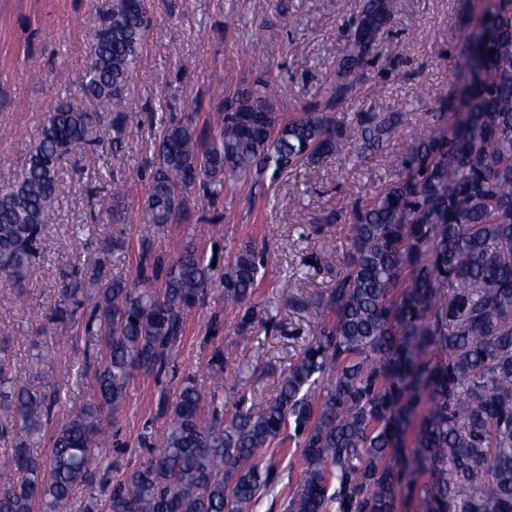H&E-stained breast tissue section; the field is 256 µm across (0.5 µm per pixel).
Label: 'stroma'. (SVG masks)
I'll use <instances>...</instances> for the list:
<instances>
[{"mask_svg":"<svg viewBox=\"0 0 512 512\" xmlns=\"http://www.w3.org/2000/svg\"><path fill=\"white\" fill-rule=\"evenodd\" d=\"M109 0H0V184L11 182L25 162L47 112L59 99L87 107L77 79L87 43ZM479 0H404L385 34L382 52L365 68L356 94L335 111L347 125L355 113L387 112L410 103L411 125L397 128L386 156L356 167L332 159L281 171L276 180L244 184L211 201L199 186L184 189L178 219L152 223L145 207L149 187L150 131L161 118L194 117L204 124L222 100L211 90L220 76L228 91L266 76L280 88L284 115L317 99L345 52L361 0H149L146 50L128 79L127 125L119 148L89 152L72 148L63 161L54 209L58 221L42 240L23 286L0 278V342L31 392L57 394L54 424L89 399V380L67 371L92 345L81 320L91 309L87 295H64L61 280L106 260L115 278L134 276L144 244L169 254L194 242L204 253L232 256L242 242L265 247V267L253 295L258 324L249 337L237 333L240 316L214 287L186 313L185 333L172 371L135 373L126 403L101 420L116 431L108 448L112 478L142 461L143 434L160 429L159 395L175 399L184 380L205 397L243 399L255 407L272 399L288 366L314 341L320 295L336 283L348 238L352 206L392 177L409 156L419 129L438 100L460 103L465 33ZM72 80L62 85L58 71ZM132 184L118 210L99 207L117 181ZM213 235H197L200 225ZM289 293H282L283 283ZM223 350L233 378L212 369Z\"/></svg>","mask_w":512,"mask_h":512,"instance_id":"1","label":"stroma"}]
</instances>
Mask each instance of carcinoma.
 I'll return each mask as SVG.
<instances>
[{
  "instance_id": "obj_1",
  "label": "carcinoma",
  "mask_w": 512,
  "mask_h": 512,
  "mask_svg": "<svg viewBox=\"0 0 512 512\" xmlns=\"http://www.w3.org/2000/svg\"><path fill=\"white\" fill-rule=\"evenodd\" d=\"M402 0H363L349 46L321 101L288 121L272 82L232 92L214 123L169 120L153 135L145 201L155 224H170L183 189L211 199L230 181L276 178L288 167L351 156L365 166L387 151L408 111L360 112L345 130L331 112L352 96L382 47ZM146 11L114 5L89 45L78 79L99 111L60 104L45 117L24 166L0 187V273L22 283L48 227L62 158L94 147L102 113L113 112L112 144L126 130L123 94L142 57ZM462 112L439 100L402 170L355 202L351 251L318 303L314 342L283 375L273 402L219 413L187 381L162 400L164 427L113 484L108 512H254L274 494L277 464L260 452L286 435L304 467L284 512H398L404 488L421 485L428 512H512V0H490L466 36ZM263 255L250 244L234 259L205 257L191 243L174 259L150 248L132 281L91 277L94 311L84 327L98 342L76 375L93 379L89 401L56 427L48 456L34 455L52 404L0 364V434L18 451L0 469L20 480L0 486V512H63L76 492L105 476L112 435L104 410L120 411L134 373L161 374L184 334L185 312L215 283L245 308ZM413 451L403 455L409 432Z\"/></svg>"
}]
</instances>
